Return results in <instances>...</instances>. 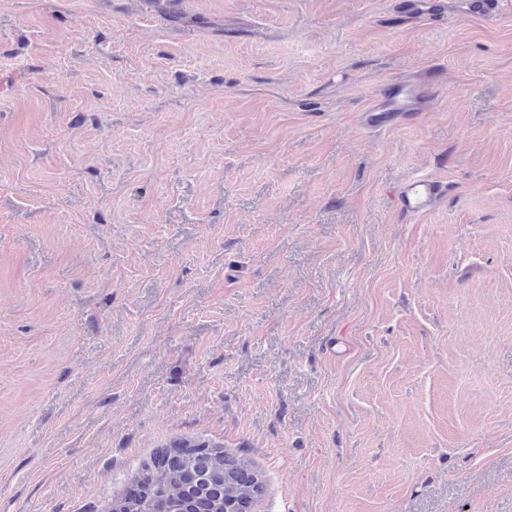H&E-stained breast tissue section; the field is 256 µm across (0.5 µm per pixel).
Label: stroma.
<instances>
[{
  "label": "stroma",
  "instance_id": "obj_1",
  "mask_svg": "<svg viewBox=\"0 0 512 512\" xmlns=\"http://www.w3.org/2000/svg\"><path fill=\"white\" fill-rule=\"evenodd\" d=\"M398 2L0 0V512L176 436L256 512H512V0ZM431 101L427 84L410 85L405 82L390 84L364 111L367 122L386 125L399 115L414 118ZM443 195L440 181L427 175L413 177L399 188V210L403 216H420L429 211Z\"/></svg>",
  "mask_w": 512,
  "mask_h": 512
}]
</instances>
